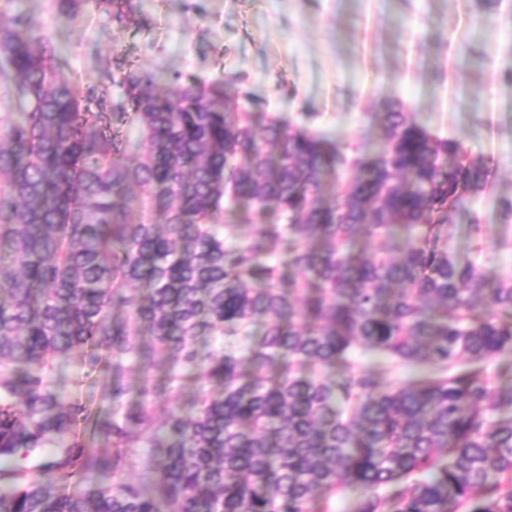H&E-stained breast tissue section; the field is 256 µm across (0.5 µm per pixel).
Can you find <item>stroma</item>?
Listing matches in <instances>:
<instances>
[{
  "label": "stroma",
  "instance_id": "obj_1",
  "mask_svg": "<svg viewBox=\"0 0 512 512\" xmlns=\"http://www.w3.org/2000/svg\"><path fill=\"white\" fill-rule=\"evenodd\" d=\"M53 36L64 76L81 91L123 90L113 76L156 72L162 85L191 79L248 94L256 124L295 116L312 130L377 147L381 100L402 99L433 134L461 141L492 168L448 239L512 276V0H129L123 22L96 0L77 16L57 0H0V25L16 15ZM488 229L482 254L467 234Z\"/></svg>",
  "mask_w": 512,
  "mask_h": 512
}]
</instances>
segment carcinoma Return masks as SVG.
<instances>
[{
  "instance_id": "obj_1",
  "label": "carcinoma",
  "mask_w": 512,
  "mask_h": 512,
  "mask_svg": "<svg viewBox=\"0 0 512 512\" xmlns=\"http://www.w3.org/2000/svg\"><path fill=\"white\" fill-rule=\"evenodd\" d=\"M63 65L0 30V512H512V277L448 250L484 156L395 96L370 149L258 129L220 82L129 69L113 101ZM74 358L112 372L106 410L65 393Z\"/></svg>"
}]
</instances>
